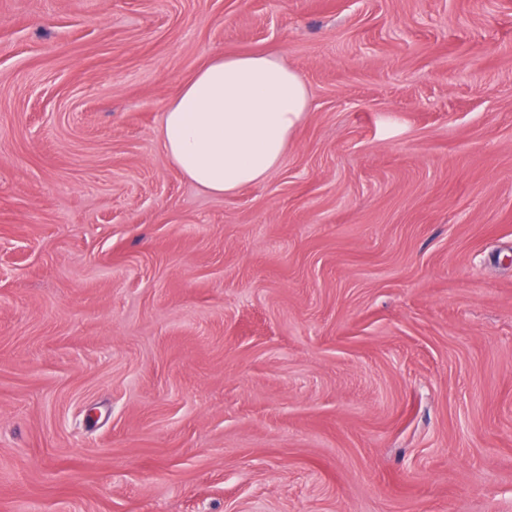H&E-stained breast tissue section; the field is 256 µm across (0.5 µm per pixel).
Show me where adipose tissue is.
<instances>
[{
	"label": "adipose tissue",
	"instance_id": "ef3b65f1",
	"mask_svg": "<svg viewBox=\"0 0 512 512\" xmlns=\"http://www.w3.org/2000/svg\"><path fill=\"white\" fill-rule=\"evenodd\" d=\"M308 108L304 80L281 55H218L169 103L158 144L189 181L230 194L279 166Z\"/></svg>",
	"mask_w": 512,
	"mask_h": 512
}]
</instances>
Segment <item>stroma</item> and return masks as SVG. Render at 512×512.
Returning <instances> with one entry per match:
<instances>
[{
	"instance_id": "35a3bbf8",
	"label": "stroma",
	"mask_w": 512,
	"mask_h": 512,
	"mask_svg": "<svg viewBox=\"0 0 512 512\" xmlns=\"http://www.w3.org/2000/svg\"><path fill=\"white\" fill-rule=\"evenodd\" d=\"M242 52L310 109L214 196ZM0 512H512V0H0ZM309 100L304 80L279 54L217 55L167 106L159 148L189 181L224 196L279 166Z\"/></svg>"
}]
</instances>
